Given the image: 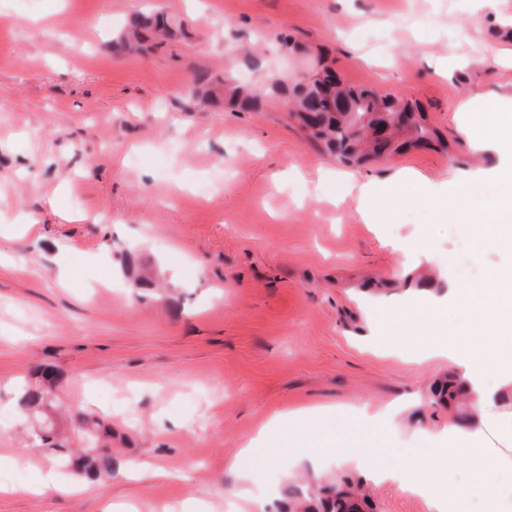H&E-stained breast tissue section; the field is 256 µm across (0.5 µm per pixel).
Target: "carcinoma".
<instances>
[{"label":"carcinoma","instance_id":"cac0c4a2","mask_svg":"<svg viewBox=\"0 0 512 512\" xmlns=\"http://www.w3.org/2000/svg\"><path fill=\"white\" fill-rule=\"evenodd\" d=\"M180 32L181 22L166 14L136 18L126 30V36L119 38L115 49L143 50L145 44L153 39L174 37ZM329 72V66L323 64L321 70L311 74L306 86L296 84L292 87L294 111L290 117L303 128L307 114L317 112L315 129L307 133L308 138L336 156L344 165L361 167L379 159V145L371 134L389 115L398 111L406 115L407 122L392 133L387 144V156L401 155L414 147L441 143L436 131L426 124L424 113L417 105L402 103L389 93L382 94L351 85L341 86L337 94L347 98L348 109L339 112L330 107L322 100L324 88L320 78V74L327 75ZM194 90L215 106L248 112L267 100L281 96L286 88L274 81L261 93L257 88L234 84L226 77L220 78L206 69H199L194 78ZM56 388L58 380L51 369L38 366L31 371L18 398L25 418L41 419L40 409L51 406V397L57 396L54 392ZM429 398L437 402L446 400L459 416L468 415L465 409L466 392L451 373L447 380L430 388ZM67 421L71 430L84 436L87 452L74 455L68 437L52 425H43L32 431L31 446L52 450L59 461L71 465L79 476L91 482L108 483L113 471L112 448L108 445L112 431L103 426L100 420L83 412L69 414ZM362 488L361 482L344 478L317 488L309 484L298 485L290 492L293 505L289 512H316L318 509L321 512H372L374 507L370 497L361 492Z\"/></svg>","mask_w":512,"mask_h":512}]
</instances>
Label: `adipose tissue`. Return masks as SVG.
Returning <instances> with one entry per match:
<instances>
[{
	"label": "adipose tissue",
	"instance_id": "1",
	"mask_svg": "<svg viewBox=\"0 0 512 512\" xmlns=\"http://www.w3.org/2000/svg\"><path fill=\"white\" fill-rule=\"evenodd\" d=\"M459 109L467 114L463 126L464 135L478 144L495 147L504 157L503 164L495 172L500 193L489 216L474 225L472 237L476 244L492 242L502 249L512 251V112L501 110L489 118L478 120L470 117L469 102H462ZM476 186V180L468 178L457 189L441 192L428 186L423 177L400 173L384 186L368 181L356 184L355 189L362 218L365 223L372 224L376 217L369 207V201L381 192H397L422 207L445 208L458 219L469 218L472 212L468 199ZM452 305L471 315L473 325L470 335L450 336L442 331L441 326ZM417 312L425 322L436 326L437 331L426 341L415 343L409 348V355L416 358L435 357L447 362L468 389L472 408L479 416L480 424L473 429L449 426L447 444L438 448L436 454L402 458L395 465L377 469L375 475L379 479L396 483L404 492L427 498L432 512H459L458 500L431 494L420 475L435 468L440 459L462 451L466 444L484 440L489 428H496L503 434L512 427L495 417L501 394L512 386V264L489 270L478 287L464 296L454 297L452 302L423 300ZM474 335L482 341L485 350L483 357L477 358L472 354L470 338ZM490 365L496 367L499 376V382L493 388L485 382L486 368ZM271 423V428L261 429L256 437L244 443L239 451L240 457L274 461L286 448L296 455H307V420L276 412L271 416Z\"/></svg>",
	"mask_w": 512,
	"mask_h": 512
}]
</instances>
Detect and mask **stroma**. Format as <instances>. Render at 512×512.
Wrapping results in <instances>:
<instances>
[{
  "mask_svg": "<svg viewBox=\"0 0 512 512\" xmlns=\"http://www.w3.org/2000/svg\"><path fill=\"white\" fill-rule=\"evenodd\" d=\"M157 11L187 37L113 50L133 15ZM280 32L306 53L282 58ZM451 55L457 67L443 69ZM320 60L349 85L419 103L441 145L352 169L283 103L224 112L187 92L198 66L258 84ZM465 100L512 103V0H0V512H238L240 448L273 412L298 409L322 416L316 447L332 434L362 462L255 461L260 512H284L290 481L309 471L365 480L377 512H430L367 478L434 448L455 420L427 398L447 363L400 350L419 301L465 294L512 258L474 247L476 276L460 274L467 224L385 194L366 224L353 198L334 204L327 190L397 171L443 188L475 175L471 209L487 213L503 158L462 133ZM397 238L414 239L410 256L387 247ZM40 363L60 375L62 410L111 426L108 484L71 491V468L31 448L15 385ZM43 467L62 489L31 492ZM424 479L464 496L465 512H512V438L488 434Z\"/></svg>",
  "mask_w": 512,
  "mask_h": 512,
  "instance_id": "obj_1",
  "label": "stroma"
}]
</instances>
